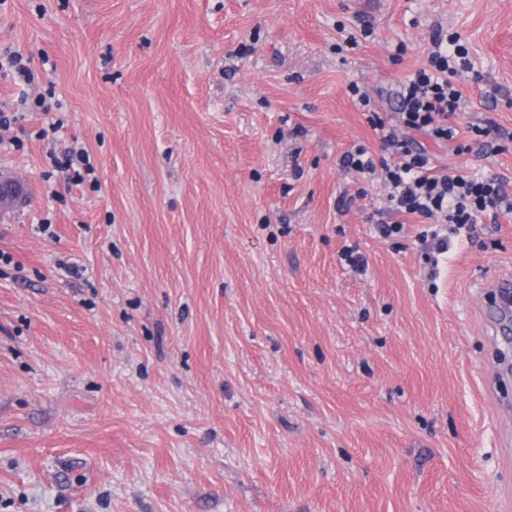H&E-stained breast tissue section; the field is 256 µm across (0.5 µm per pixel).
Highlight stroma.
<instances>
[{"label":"stroma","instance_id":"stroma-1","mask_svg":"<svg viewBox=\"0 0 512 512\" xmlns=\"http://www.w3.org/2000/svg\"><path fill=\"white\" fill-rule=\"evenodd\" d=\"M438 26L458 126L510 137L428 149L512 194V0H0L58 104L0 74V512H512V215L429 255L341 164L381 151L349 85L392 117Z\"/></svg>","mask_w":512,"mask_h":512}]
</instances>
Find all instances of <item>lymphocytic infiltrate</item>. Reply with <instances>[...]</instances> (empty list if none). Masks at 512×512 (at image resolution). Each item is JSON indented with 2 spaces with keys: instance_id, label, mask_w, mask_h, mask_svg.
Returning a JSON list of instances; mask_svg holds the SVG:
<instances>
[{
  "instance_id": "f902f5d3",
  "label": "lymphocytic infiltrate",
  "mask_w": 512,
  "mask_h": 512,
  "mask_svg": "<svg viewBox=\"0 0 512 512\" xmlns=\"http://www.w3.org/2000/svg\"><path fill=\"white\" fill-rule=\"evenodd\" d=\"M432 49L424 67L401 86L394 123L388 124L371 113L370 122L380 133L391 161L375 160L365 147H357L342 158L346 169L367 181H381L388 190V209L393 219L379 223L381 237L390 238L403 230L402 217L430 221L429 246L437 253L448 250L450 236L470 232L478 217L512 213V196L496 178H479L463 170L448 171L435 166L432 154L419 145L415 134L437 143H454L459 154L483 152L488 138L501 135L494 121L473 127L468 141H460L455 123L462 93L454 78L456 60L466 52L458 39H444L433 32Z\"/></svg>"
}]
</instances>
